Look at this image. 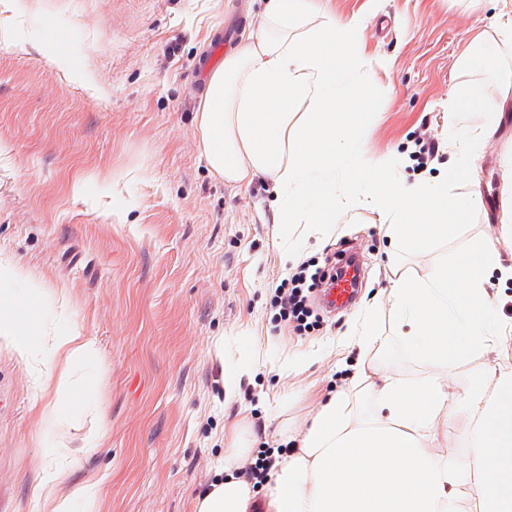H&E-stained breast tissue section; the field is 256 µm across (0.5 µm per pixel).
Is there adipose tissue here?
<instances>
[{
    "mask_svg": "<svg viewBox=\"0 0 512 512\" xmlns=\"http://www.w3.org/2000/svg\"><path fill=\"white\" fill-rule=\"evenodd\" d=\"M322 0H265L239 47L210 77L199 114L202 151L225 182L248 185L260 175L275 184L274 221L301 227L284 254L292 261L304 240L331 223L338 207L363 197L383 219L390 241L410 252L453 235L477 204L449 194L471 178L459 161L448 179L406 184L393 163H375L363 146L360 118L370 103L372 63L361 17L336 18ZM305 104L294 119L293 104ZM512 276L497 249L477 241L453 263L425 276H402L391 288L398 334L421 368L414 377L378 366L379 341L365 319L356 344V394L331 396L278 456L265 483V512H512V365L481 367L448 382L449 365L473 356L512 354V326L498 319L486 288L489 275ZM17 267L0 261V338L22 358L46 354L65 364L52 387L57 419L78 406L67 365L93 361L98 344L74 330L40 341L16 316L39 299L41 287L10 290ZM463 437L444 444L448 426ZM245 448L224 451V477L197 494L196 512H251L252 484L235 475ZM60 467L47 466L38 495L51 512H95L97 482L61 494Z\"/></svg>",
    "mask_w": 512,
    "mask_h": 512,
    "instance_id": "adipose-tissue-1",
    "label": "adipose tissue"
}]
</instances>
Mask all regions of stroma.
I'll return each instance as SVG.
<instances>
[{
  "label": "stroma",
  "instance_id": "1",
  "mask_svg": "<svg viewBox=\"0 0 512 512\" xmlns=\"http://www.w3.org/2000/svg\"><path fill=\"white\" fill-rule=\"evenodd\" d=\"M337 17L365 19L373 106L362 122L376 162L398 161L409 183L460 161L461 125L496 116L493 136L466 155L480 203L459 232L408 253L385 237L376 212L338 208L298 262L328 270L343 249L366 270L357 304L331 314L316 297L306 329L277 319L271 299L296 272L273 222L271 179L225 184L201 156L198 71L212 42L237 47L262 0H0V258L40 284L29 326L78 329L100 364L69 368L98 418L75 409L74 430L51 428L53 392L0 339V512H43L32 496L52 450L72 464L61 489L98 481L96 512H193L231 447L279 448L304 430L329 395L353 387L352 339L374 315L382 366L420 369L395 328L396 269L427 274L472 242L500 238L512 220V97L497 73L463 65L512 51L489 28L499 0H327ZM465 87L483 92L466 120L448 111ZM441 160L418 166L423 139ZM250 355L255 373L233 402L227 368ZM103 438L84 450L85 431Z\"/></svg>",
  "mask_w": 512,
  "mask_h": 512
}]
</instances>
